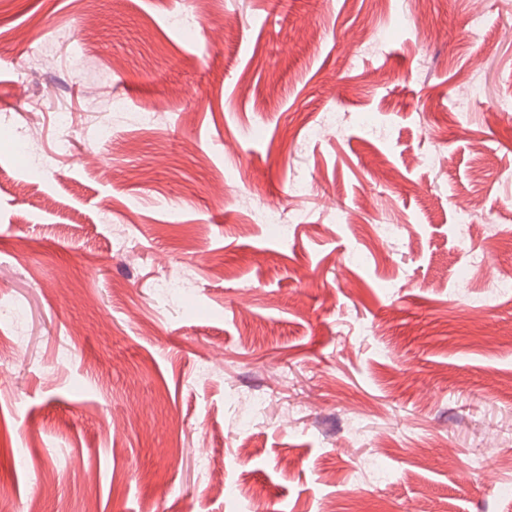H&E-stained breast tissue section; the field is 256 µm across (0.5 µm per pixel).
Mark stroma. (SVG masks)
I'll list each match as a JSON object with an SVG mask.
<instances>
[{
	"mask_svg": "<svg viewBox=\"0 0 512 512\" xmlns=\"http://www.w3.org/2000/svg\"><path fill=\"white\" fill-rule=\"evenodd\" d=\"M195 6L0 0V512H512V0Z\"/></svg>",
	"mask_w": 512,
	"mask_h": 512,
	"instance_id": "1",
	"label": "stroma"
}]
</instances>
